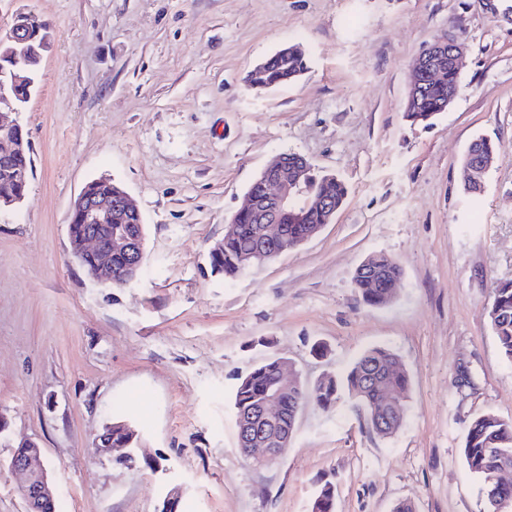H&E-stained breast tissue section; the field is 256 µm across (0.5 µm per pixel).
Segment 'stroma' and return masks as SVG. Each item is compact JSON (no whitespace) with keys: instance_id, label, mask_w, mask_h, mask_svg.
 I'll use <instances>...</instances> for the list:
<instances>
[{"instance_id":"stroma-1","label":"stroma","mask_w":512,"mask_h":512,"mask_svg":"<svg viewBox=\"0 0 512 512\" xmlns=\"http://www.w3.org/2000/svg\"><path fill=\"white\" fill-rule=\"evenodd\" d=\"M0 0L49 21L36 91L21 115L34 171L0 210V512H26L10 458L38 444L58 512H479L462 448L471 421H512V363L486 308L512 280V0ZM458 34L452 107L434 125L403 112L413 60ZM288 43L309 70L273 90L249 72ZM479 136L496 155L478 199L460 163ZM348 187L334 221L267 265L227 279L209 252L276 154ZM107 177L146 226L137 278L111 287L69 258L73 200ZM384 254L396 297L364 304L357 266ZM325 347L315 354V344ZM409 377L400 430L373 433L349 398L304 403L275 463L236 443L233 396L268 357L307 385L365 351ZM135 429V462L99 452L104 426Z\"/></svg>"}]
</instances>
